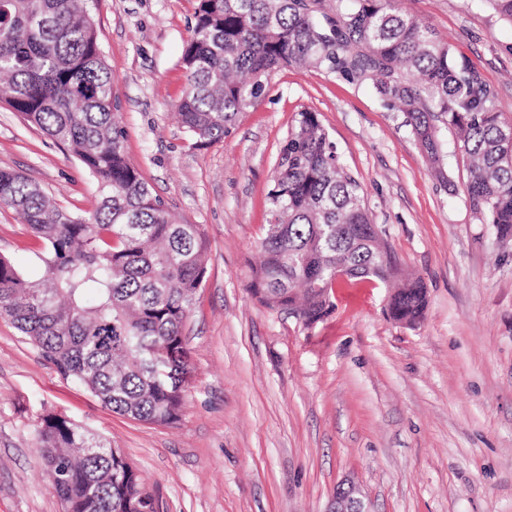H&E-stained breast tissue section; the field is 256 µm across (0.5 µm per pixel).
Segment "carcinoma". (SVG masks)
Instances as JSON below:
<instances>
[{
	"label": "carcinoma",
	"mask_w": 512,
	"mask_h": 512,
	"mask_svg": "<svg viewBox=\"0 0 512 512\" xmlns=\"http://www.w3.org/2000/svg\"><path fill=\"white\" fill-rule=\"evenodd\" d=\"M198 0L181 63L178 116L190 145L224 141L242 112L266 96L278 70L306 66L365 84L404 116L431 163L442 165L438 126L468 159L470 208L512 241V119L495 93L431 26L395 0ZM512 23V0H477ZM92 0H0V102L8 104L96 179L84 215L0 169V204L42 243L43 276L28 279L0 256V316L9 318L65 378L113 412L156 425L179 420L192 368L182 327L206 273L198 225L175 213L125 158ZM262 264L251 292L270 309L317 323L336 307V268L353 279L396 282L394 321L419 322L421 279L400 274L371 224L361 186L339 161L318 114L304 110L284 140L266 194ZM39 448L66 512H160L122 451L48 415Z\"/></svg>",
	"instance_id": "cac0c4a2"
}]
</instances>
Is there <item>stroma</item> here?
<instances>
[{"label": "stroma", "instance_id": "stroma-1", "mask_svg": "<svg viewBox=\"0 0 512 512\" xmlns=\"http://www.w3.org/2000/svg\"><path fill=\"white\" fill-rule=\"evenodd\" d=\"M197 7L93 5L125 155L208 243L184 328L193 373L181 416L157 426L112 412L0 317V512H65L38 450L50 414L121 449L161 512H324L345 480L361 487L371 512H512V247L471 211L453 130H439V178L402 114L370 87L289 68L223 142L190 147L176 112ZM397 7L450 41L512 118V23L471 0ZM305 109L359 181L398 270L422 279L421 322L390 320L387 289L367 283L337 289L336 310L310 327L252 295L265 195ZM0 168L70 210L96 203L81 163L3 103ZM36 251L28 226L0 205V254L36 280Z\"/></svg>", "mask_w": 512, "mask_h": 512}]
</instances>
